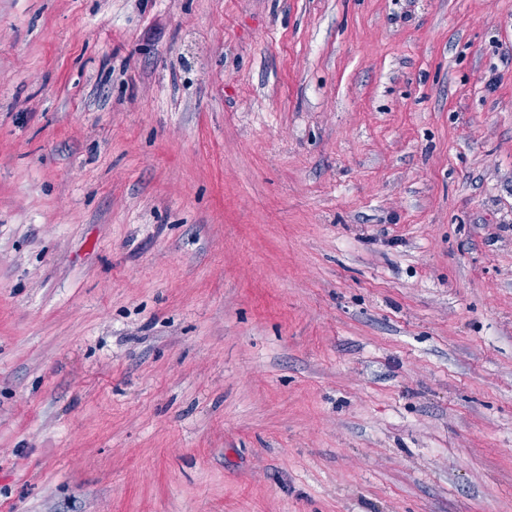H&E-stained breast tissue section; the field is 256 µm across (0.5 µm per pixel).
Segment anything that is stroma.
<instances>
[{"instance_id":"35a3bbf8","label":"stroma","mask_w":512,"mask_h":512,"mask_svg":"<svg viewBox=\"0 0 512 512\" xmlns=\"http://www.w3.org/2000/svg\"><path fill=\"white\" fill-rule=\"evenodd\" d=\"M0 512H512V0H0Z\"/></svg>"}]
</instances>
